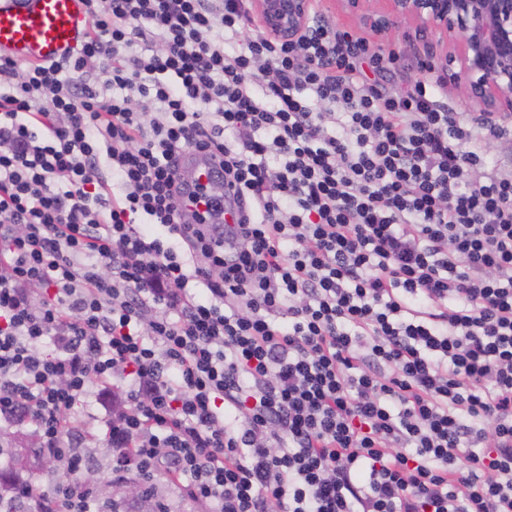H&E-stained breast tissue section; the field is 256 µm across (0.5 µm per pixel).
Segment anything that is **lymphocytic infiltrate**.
Returning a JSON list of instances; mask_svg holds the SVG:
<instances>
[{
  "mask_svg": "<svg viewBox=\"0 0 512 512\" xmlns=\"http://www.w3.org/2000/svg\"><path fill=\"white\" fill-rule=\"evenodd\" d=\"M86 2L73 53L0 56V422L66 457L45 512H90L97 386L117 461L204 512H512L504 130L320 15ZM192 152L240 223L184 220ZM253 9L267 32L281 41L303 36L313 19V0H253ZM150 478L151 482L165 495L172 511L194 512L190 502L183 496L182 484H186L185 479L177 481L161 471L150 474Z\"/></svg>",
  "mask_w": 512,
  "mask_h": 512,
  "instance_id": "1",
  "label": "lymphocytic infiltrate"
}]
</instances>
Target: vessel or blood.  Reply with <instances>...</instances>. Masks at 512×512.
<instances>
[{
	"label": "vessel or blood",
	"instance_id": "vessel-or-blood-1",
	"mask_svg": "<svg viewBox=\"0 0 512 512\" xmlns=\"http://www.w3.org/2000/svg\"><path fill=\"white\" fill-rule=\"evenodd\" d=\"M87 26L85 0H0V54L54 62L78 46Z\"/></svg>",
	"mask_w": 512,
	"mask_h": 512
}]
</instances>
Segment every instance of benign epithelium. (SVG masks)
Listing matches in <instances>:
<instances>
[{"instance_id":"1","label":"benign epithelium","mask_w":512,"mask_h":512,"mask_svg":"<svg viewBox=\"0 0 512 512\" xmlns=\"http://www.w3.org/2000/svg\"><path fill=\"white\" fill-rule=\"evenodd\" d=\"M341 12L355 17L374 34L387 33L395 22H408L426 39L421 64L434 65L438 51L459 64L450 78L466 99L488 118L512 112V0H337ZM267 32L288 42L303 36L313 19L314 0H252ZM84 484L99 496L137 499L140 484L101 486L95 473Z\"/></svg>"}]
</instances>
